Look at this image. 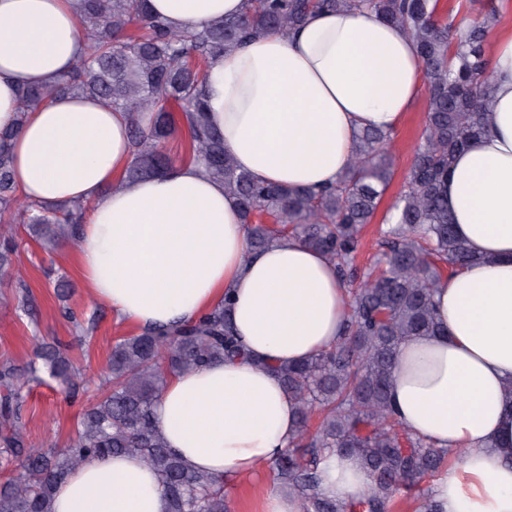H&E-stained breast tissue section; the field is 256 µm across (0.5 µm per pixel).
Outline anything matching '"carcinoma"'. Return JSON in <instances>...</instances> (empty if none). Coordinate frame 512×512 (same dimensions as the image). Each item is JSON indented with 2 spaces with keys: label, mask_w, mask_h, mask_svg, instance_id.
I'll return each mask as SVG.
<instances>
[{
  "label": "carcinoma",
  "mask_w": 512,
  "mask_h": 512,
  "mask_svg": "<svg viewBox=\"0 0 512 512\" xmlns=\"http://www.w3.org/2000/svg\"><path fill=\"white\" fill-rule=\"evenodd\" d=\"M248 11L202 29L170 30L147 12L145 0H79L81 38L89 52L81 69L54 83L20 93L25 113L61 94L99 97L130 118L133 158L126 179L155 176L173 163L165 143L187 125L184 160L203 166L239 200L255 248L291 235L326 253L341 279L354 276L353 253L364 225L375 218L392 173L383 158L392 134L366 129L353 162L335 187L312 192L264 185L239 171L224 140L207 122L206 79L211 60L246 36L301 24L315 11L367 8L407 31L416 43L428 92L422 142L405 189L383 218L385 268L363 275L349 289L344 337L309 360L276 367L285 389L299 400L298 431L273 463L275 480L296 495L303 512H393L395 495L435 476L448 453L413 435L390 404L392 369L400 345L440 330L435 286L475 260L448 217L446 183L456 154L485 131L490 113V74L485 45L498 23L494 12L465 24L442 23L433 0H247ZM153 114L144 132L138 116ZM9 155L0 152V271L23 283L12 268L20 225L45 243L78 246L84 206L26 203ZM231 304L174 331L146 329L112 346L100 393L79 416L74 434L59 449L28 441L20 409L25 374L0 364V467L14 463L16 476L0 478V512H52L56 486L77 466L116 454L134 456L156 473L167 512H229L224 481L187 468L155 425V403L170 374L212 361L243 358L233 333ZM36 358L53 379L78 386L79 376L57 345L39 344ZM322 421L309 433L314 410ZM356 457L370 477L367 495L343 504L320 492L324 452ZM414 512H437L432 492L415 498Z\"/></svg>",
  "instance_id": "1"
}]
</instances>
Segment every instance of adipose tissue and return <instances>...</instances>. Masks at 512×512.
I'll return each instance as SVG.
<instances>
[{
  "label": "adipose tissue",
  "mask_w": 512,
  "mask_h": 512,
  "mask_svg": "<svg viewBox=\"0 0 512 512\" xmlns=\"http://www.w3.org/2000/svg\"><path fill=\"white\" fill-rule=\"evenodd\" d=\"M246 0H148L172 29H199L244 12ZM77 0H0V129L26 200L87 205L76 262L89 298L140 328L174 329L223 302L250 360L172 374L156 427L190 469L251 482L260 512H303L272 490L264 467L294 437L298 402L274 374L336 344L348 293L323 252L284 236L250 246L237 198L195 163L125 180L130 124L95 97L59 95L18 120L22 88L77 69L87 55ZM492 114L456 155L448 216L477 256L435 288L442 330L404 342L391 404L410 432L446 450L431 492L439 512H512V27L485 47ZM424 71L399 25L372 10L320 11L216 56L207 116L238 170L285 188L331 187L364 129L394 131ZM352 456L327 455L321 493L364 497ZM53 512H166L155 472L128 455L92 460L58 485Z\"/></svg>",
  "instance_id": "ef3b65f1"
}]
</instances>
